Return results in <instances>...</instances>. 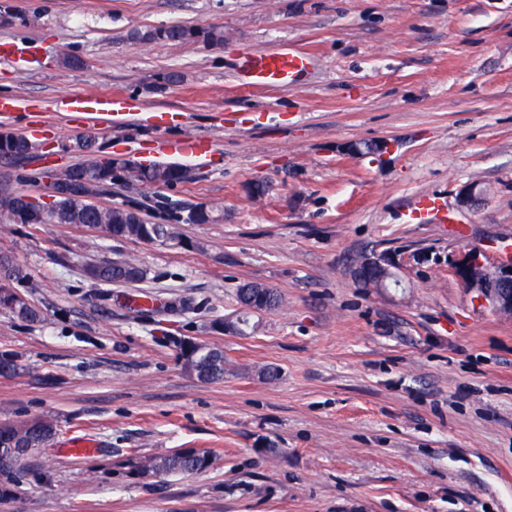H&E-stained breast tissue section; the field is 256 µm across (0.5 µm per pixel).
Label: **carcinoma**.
<instances>
[{
	"mask_svg": "<svg viewBox=\"0 0 512 512\" xmlns=\"http://www.w3.org/2000/svg\"><path fill=\"white\" fill-rule=\"evenodd\" d=\"M132 43L153 42L182 44L202 41L208 45L224 43V32L216 28H197L179 24L156 27L133 28L127 34ZM88 159L73 166L72 175L84 178L86 185L80 195L46 202L36 197V207L42 216L32 218L12 205L14 197L22 191L12 188L15 181L37 182L39 173H18L0 183V221L7 224H95L105 223L103 231L116 240H140L164 242L175 233L171 222L178 224H211L220 215L202 203H186L162 197L153 203L131 205L122 202L106 210H99L96 198L112 191V185L123 182L148 188H174L187 180V170L175 163H136L112 158L98 159V149L91 141L78 145ZM33 145L16 138L10 132L0 133V158L26 165ZM9 266L5 275L7 282L0 283V309L13 314L23 322L34 323L41 314L23 294L18 291L27 280L26 270L8 255L0 256ZM88 276L104 284L132 285L147 279L148 272L132 260L117 265L94 264L87 269ZM280 295L273 288H245L237 290V302L248 311L256 308L270 311L280 305ZM185 368L197 378L216 382L224 379V349L207 343L176 340ZM25 370L19 357L13 353L0 352V376H15ZM60 432L57 422L50 417L0 422V499L14 495L21 478L30 473V463L46 455ZM213 454L209 451L186 450L144 457L133 466V473L144 475H190L208 469Z\"/></svg>",
	"mask_w": 512,
	"mask_h": 512,
	"instance_id": "cac0c4a2",
	"label": "carcinoma"
}]
</instances>
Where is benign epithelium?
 <instances>
[{
	"mask_svg": "<svg viewBox=\"0 0 512 512\" xmlns=\"http://www.w3.org/2000/svg\"><path fill=\"white\" fill-rule=\"evenodd\" d=\"M48 196H63L79 189L71 180L65 179L56 172L47 181ZM363 265H374L389 273V262L381 254L370 252L362 255L355 268ZM455 276L475 293V301L498 313L512 312V256L507 257L493 266L484 263L479 252H469L453 263Z\"/></svg>",
	"mask_w": 512,
	"mask_h": 512,
	"instance_id": "benign-epithelium-1",
	"label": "benign epithelium"
}]
</instances>
